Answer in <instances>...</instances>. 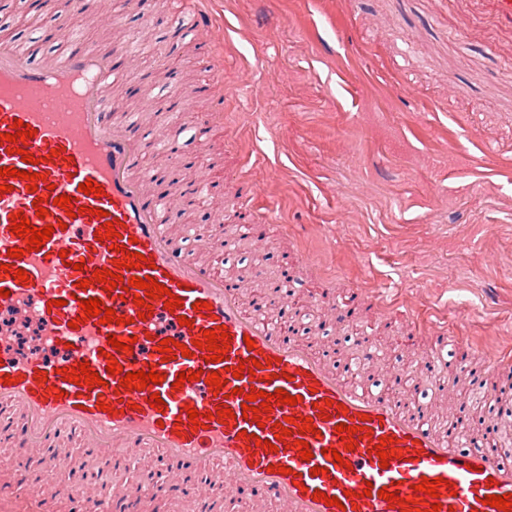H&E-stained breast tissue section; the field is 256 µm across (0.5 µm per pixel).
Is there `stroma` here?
<instances>
[{"label": "stroma", "instance_id": "35a3bbf8", "mask_svg": "<svg viewBox=\"0 0 512 512\" xmlns=\"http://www.w3.org/2000/svg\"><path fill=\"white\" fill-rule=\"evenodd\" d=\"M197 34L178 0L154 24L119 92L142 136L171 116L143 110L179 81L198 91L179 118L199 177L251 180L245 204L271 221L235 242L225 268L270 272L304 260L337 287L367 293L354 331L385 333L404 312L470 337L448 357L512 350V33L471 29L451 0H207ZM79 42L108 45L140 28L124 0L68 13ZM58 51L31 0H0V41ZM222 60V80L213 77ZM220 196L189 215L204 247L233 223ZM387 306L377 313L370 300Z\"/></svg>", "mask_w": 512, "mask_h": 512}]
</instances>
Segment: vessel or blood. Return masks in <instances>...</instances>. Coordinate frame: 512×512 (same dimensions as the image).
Here are the masks:
<instances>
[{"label": "vessel or blood", "instance_id": "b4317fda", "mask_svg": "<svg viewBox=\"0 0 512 512\" xmlns=\"http://www.w3.org/2000/svg\"><path fill=\"white\" fill-rule=\"evenodd\" d=\"M469 3L474 25L512 31V0ZM39 17L58 35V53L37 60L23 45L0 46V134L12 132L18 120L35 130L21 152H12L11 142L0 143V168L41 175L33 192L26 180L0 176V185L10 187L0 194V310L36 299L33 314L57 357L17 358L11 338L0 335V442L23 451L9 472L10 485L66 501L77 512H105L90 483L68 476L73 457L67 442L74 434L90 467L113 452L140 456L136 485L142 496L162 492L175 512H213L215 498L235 490L250 492L253 512H265L269 502L280 512H410L415 505L427 512L436 501L440 512H499L484 500L512 494V457L498 448L493 423L475 421L463 407L447 424L432 422L429 406L416 395L426 389L439 398L441 389L432 381L393 371L371 385L379 360L376 344L360 343L354 364L330 362L293 333L301 307L291 285L272 283L259 293L261 273L233 281L190 256L171 226L185 199H199L209 185L185 179L179 193H170L168 182L146 169L138 123L112 92L120 77L113 52L68 49L72 32L50 0ZM26 152L33 162L23 161ZM87 181L100 185L102 196L80 192ZM61 195L70 197L75 216L55 205ZM40 207L47 209L46 217L37 216ZM15 213L38 228L54 225L40 250L27 251L25 239L14 234ZM108 221L119 234L117 242L99 237ZM11 248L23 249L22 258H9ZM129 252L143 254L148 264L123 271V278L153 277L179 297V307L167 309L158 298L142 319L133 291L119 286L108 292L95 282V270L114 269ZM17 269L27 272V280L14 279ZM83 279L88 287H80ZM89 298L114 309L116 322L85 316L81 303ZM183 317L190 326L180 325ZM222 325L229 348L222 361L212 363L208 351L194 343ZM114 338L123 350H112ZM166 338L177 343L168 360L157 351ZM184 345L190 356H182ZM112 359L121 373L152 371L164 380L141 391L123 387L121 374L106 369ZM255 360L262 369L235 378L240 366ZM83 363L99 373L101 384L63 379L62 369ZM485 370L495 376L501 394L512 393V354L487 355ZM182 372L192 379L179 388L175 382ZM214 372L223 382L218 390L204 381ZM278 389L297 397V404L276 403L259 420L244 419L247 392ZM156 395L162 408L151 406ZM191 407L207 415L205 427L194 428L187 414ZM227 408L233 412L228 420L218 415ZM307 420L313 432L300 433ZM283 421L291 433L280 438L276 425ZM341 424L366 432L353 449L344 447ZM383 437L398 450L386 464L376 450ZM267 440L276 441V451L264 448ZM302 440L312 453L306 461L298 447ZM335 449L340 459H333ZM33 463L44 474L35 485ZM426 477L443 478L437 496L418 491ZM369 485L374 495H365ZM382 489L398 496L399 504L380 498ZM328 496L340 498V505H325Z\"/></svg>", "mask_w": 512, "mask_h": 512}]
</instances>
